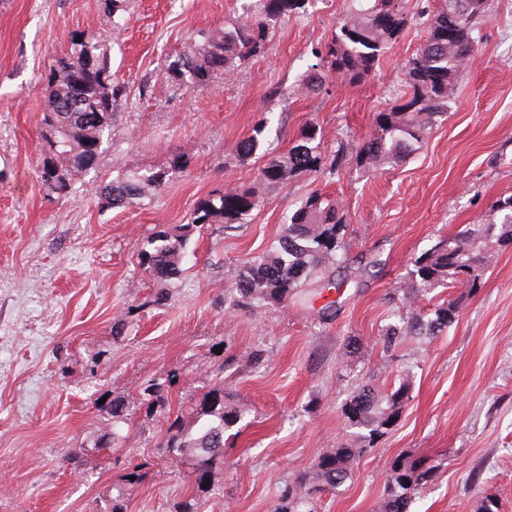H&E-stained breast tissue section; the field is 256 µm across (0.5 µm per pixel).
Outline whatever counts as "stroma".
<instances>
[{
    "label": "stroma",
    "mask_w": 512,
    "mask_h": 512,
    "mask_svg": "<svg viewBox=\"0 0 512 512\" xmlns=\"http://www.w3.org/2000/svg\"><path fill=\"white\" fill-rule=\"evenodd\" d=\"M247 0H0V512H98L121 494L124 512H176L192 495L186 466L159 448L162 417L135 408L122 448L93 447L102 398L137 400L144 381L177 380L173 406H190L224 374V395L246 411L224 434V465L198 512H273L288 484L342 444L359 446L344 407L355 386L406 387L396 420L315 512H381L399 457L423 458L437 476L410 512H476L495 496L512 512V243H492L476 288L437 286L407 302L415 257L441 237L491 224L512 195V0H490L475 53L446 118L401 162L365 167L356 148L376 132V112L403 88L424 42L408 22L376 70L352 83L327 71V44L346 0H307L280 21L258 56L207 84L170 77L176 54L239 22ZM110 34L112 78L123 88L95 170L75 175L67 199L41 186L44 85L79 33ZM321 76V91L300 88ZM270 117L272 148L287 151L307 124L321 130L336 172L299 170L284 189L260 182L257 159L236 144ZM185 169L163 190L124 208L101 188L130 169ZM252 188L261 203L240 224L195 234L180 278L158 281L138 252L160 226L187 222L199 202ZM346 215L343 250L319 270L334 314L320 322L293 304H224L243 262L275 251L289 216L312 193ZM460 298L436 336L385 343L399 315ZM125 320L123 335L112 333ZM83 449L79 468L66 455ZM146 478L122 483L129 463Z\"/></svg>",
    "instance_id": "35a3bbf8"
}]
</instances>
